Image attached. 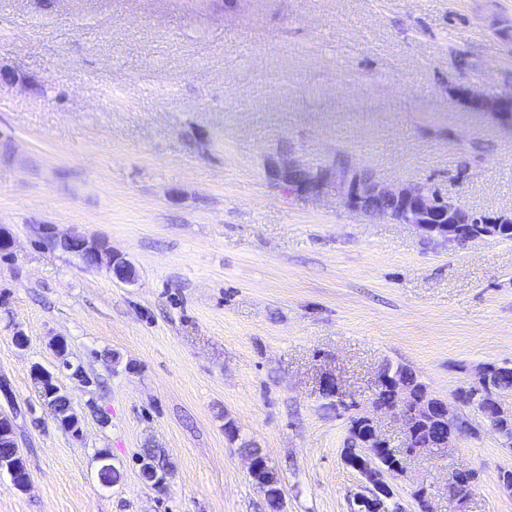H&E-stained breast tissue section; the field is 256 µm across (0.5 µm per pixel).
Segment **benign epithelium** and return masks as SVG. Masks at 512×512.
<instances>
[{
    "label": "benign epithelium",
    "instance_id": "1",
    "mask_svg": "<svg viewBox=\"0 0 512 512\" xmlns=\"http://www.w3.org/2000/svg\"><path fill=\"white\" fill-rule=\"evenodd\" d=\"M464 96L493 117H504L507 111H512V95L488 102L468 89L464 91ZM268 172L285 190L294 187L319 193L334 184L351 209L383 220L410 224L428 238H440L449 243L464 245L479 236H499L512 231L511 215H477L461 200L443 196L418 182L405 186L382 185L373 177L358 175L350 166L312 170L296 161L283 159L270 161ZM62 247L77 253L88 266L104 265L115 271L121 281L131 278L132 272L128 266L116 262L112 253L88 245L80 236L65 239ZM32 372L40 393L44 394L56 387L54 376L49 371L35 365ZM383 384L396 385L402 394V402L391 406L376 399L372 402L373 410L395 415L402 422L403 432L411 435L406 448L402 449L401 464L393 473L382 471L372 463L375 454L389 446L378 422L371 415L358 412L356 403H347L342 397L338 400L339 405L356 410L354 420L367 431L364 445L351 446L345 451L347 460L355 461V471L364 483V492L355 495L354 512H388V502L394 496L393 481L406 474L408 458L429 453L442 459L447 456L448 448L454 442L474 434V429L467 426V419L461 413L464 403L459 394H454L452 404L428 393L419 397L411 385L401 383L391 375L388 365L378 372L377 385ZM485 384L488 385L487 390L475 395L469 406L475 408L501 436L512 426V404H506L505 393L497 394L489 387L490 372L484 366L474 385ZM1 436L10 438L12 445L8 456L0 457V472H7L13 485L24 490L29 485L30 474L25 458L15 442L13 417L2 411ZM250 474L263 492L280 485L278 475L273 473L266 459L259 453L250 455ZM478 480V472L471 469H458L448 474V485L453 496L461 503L471 496Z\"/></svg>",
    "mask_w": 512,
    "mask_h": 512
}]
</instances>
